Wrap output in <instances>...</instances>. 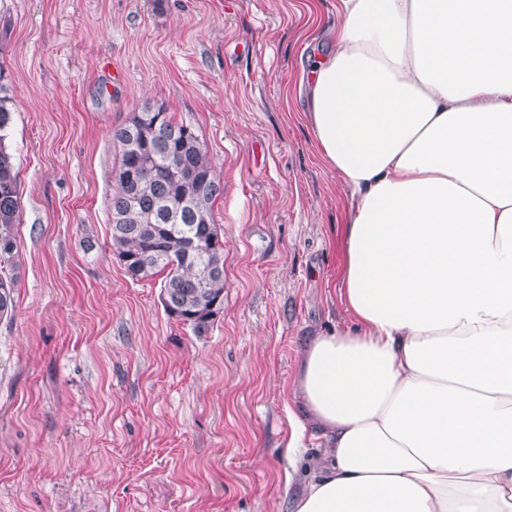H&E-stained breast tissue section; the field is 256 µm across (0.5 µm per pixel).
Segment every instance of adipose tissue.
<instances>
[{
	"mask_svg": "<svg viewBox=\"0 0 512 512\" xmlns=\"http://www.w3.org/2000/svg\"><path fill=\"white\" fill-rule=\"evenodd\" d=\"M299 83L345 199L291 512H512V0H336Z\"/></svg>",
	"mask_w": 512,
	"mask_h": 512,
	"instance_id": "1",
	"label": "adipose tissue"
}]
</instances>
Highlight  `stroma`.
<instances>
[{"label": "stroma", "instance_id": "stroma-1", "mask_svg": "<svg viewBox=\"0 0 512 512\" xmlns=\"http://www.w3.org/2000/svg\"><path fill=\"white\" fill-rule=\"evenodd\" d=\"M336 0H0L20 178L0 512H289L286 392L346 323L342 187L298 94ZM162 105L224 182V305L169 317L112 252L111 132Z\"/></svg>", "mask_w": 512, "mask_h": 512}]
</instances>
